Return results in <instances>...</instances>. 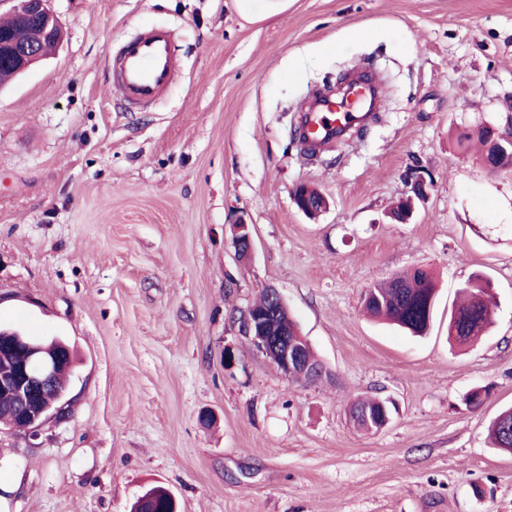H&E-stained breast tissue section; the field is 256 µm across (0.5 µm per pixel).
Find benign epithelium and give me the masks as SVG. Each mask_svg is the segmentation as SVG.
<instances>
[{"label": "benign epithelium", "instance_id": "1", "mask_svg": "<svg viewBox=\"0 0 512 512\" xmlns=\"http://www.w3.org/2000/svg\"><path fill=\"white\" fill-rule=\"evenodd\" d=\"M12 14L16 18L17 28L13 31H0V59L12 64L21 73L43 57V37L50 36L59 44L62 31L58 19L48 7V0H16ZM503 106L507 112L505 125L488 126V148L498 159L507 154V151H512V98L505 99ZM407 184L410 201L425 198L433 187V181L417 168L409 171ZM293 200L309 216H315L327 208L326 198L321 194H313L311 186L307 184L296 187ZM232 243L240 259L248 260L252 257L254 242L250 224L241 217L232 224ZM265 295L268 308L264 312L259 313L251 307L245 313V334L251 337L257 349L284 376L288 377L299 371L315 378L323 375V368H312L305 361V344L286 337L276 340L268 337L264 323L270 317L271 311L286 306V302L276 288H268ZM16 350L25 352L27 360L0 376V390L12 392L15 398L19 423L13 424V429L32 432L46 420L61 419L66 415L68 402L64 401V397L61 396L46 406L36 404V399L53 388L57 369L63 361V353L70 351V347H57L50 352L43 343L0 324V356H8Z\"/></svg>", "mask_w": 512, "mask_h": 512}]
</instances>
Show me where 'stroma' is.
Masks as SVG:
<instances>
[{"label": "stroma", "mask_w": 512, "mask_h": 512, "mask_svg": "<svg viewBox=\"0 0 512 512\" xmlns=\"http://www.w3.org/2000/svg\"><path fill=\"white\" fill-rule=\"evenodd\" d=\"M50 7L61 47L0 87V323L64 337L75 366L66 418L0 425V512H129L155 485L179 512H512V454L487 440L512 405V172L456 144L505 116L512 0H293L260 22L233 0ZM153 24L181 77L129 109L106 59ZM351 71L382 80V111L303 150L304 99ZM413 165L435 186L395 224ZM301 182L330 201L318 220L292 202ZM415 266L438 283L423 337L362 308ZM480 273L493 324L450 346L448 307ZM270 287L318 381L285 377L246 336ZM366 395L397 404L376 433L349 414ZM232 243L241 260H249L252 257L254 242L250 224L241 217L232 224Z\"/></svg>", "instance_id": "1"}]
</instances>
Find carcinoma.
<instances>
[{
    "label": "carcinoma",
    "instance_id": "obj_1",
    "mask_svg": "<svg viewBox=\"0 0 512 512\" xmlns=\"http://www.w3.org/2000/svg\"><path fill=\"white\" fill-rule=\"evenodd\" d=\"M462 298L448 311L455 321L457 336L448 339L459 346L477 339L486 330L493 313L492 287L488 279L477 275L461 289ZM436 288L431 273L415 267L395 274L383 284L367 289L363 305L372 316L406 329L415 335L427 331L433 319ZM270 332L297 338L300 328L287 309H280L269 324ZM395 405L385 398L357 399L350 405L355 423L368 432L379 431L378 420L392 416ZM489 439L492 447L512 452V407L501 410L491 421ZM151 499L141 506L143 512H171L169 492L161 487L147 490Z\"/></svg>",
    "mask_w": 512,
    "mask_h": 512
}]
</instances>
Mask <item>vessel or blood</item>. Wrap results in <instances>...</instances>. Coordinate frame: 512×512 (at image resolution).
I'll list each match as a JSON object with an SVG mask.
<instances>
[{
	"mask_svg": "<svg viewBox=\"0 0 512 512\" xmlns=\"http://www.w3.org/2000/svg\"><path fill=\"white\" fill-rule=\"evenodd\" d=\"M107 64L118 74L121 97L134 104L155 102L179 76L173 34L159 26L146 28L127 40ZM369 120L367 113L322 103L306 115V143L314 149L323 147L361 129Z\"/></svg>",
	"mask_w": 512,
	"mask_h": 512,
	"instance_id": "vessel-or-blood-1",
	"label": "vessel or blood"
}]
</instances>
